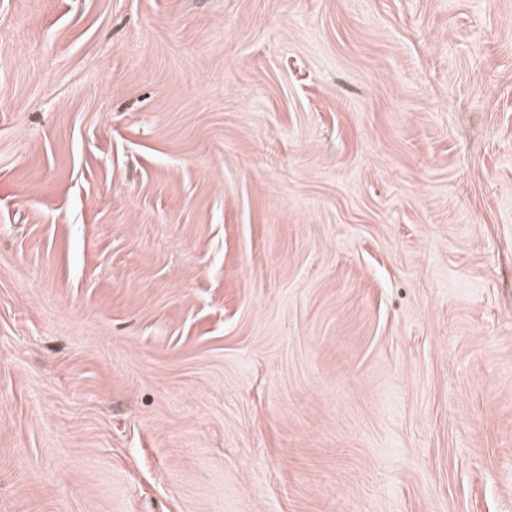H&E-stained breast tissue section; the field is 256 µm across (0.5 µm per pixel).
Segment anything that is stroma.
<instances>
[{
	"label": "stroma",
	"mask_w": 512,
	"mask_h": 512,
	"mask_svg": "<svg viewBox=\"0 0 512 512\" xmlns=\"http://www.w3.org/2000/svg\"><path fill=\"white\" fill-rule=\"evenodd\" d=\"M0 512H512V0H0Z\"/></svg>",
	"instance_id": "35a3bbf8"
}]
</instances>
